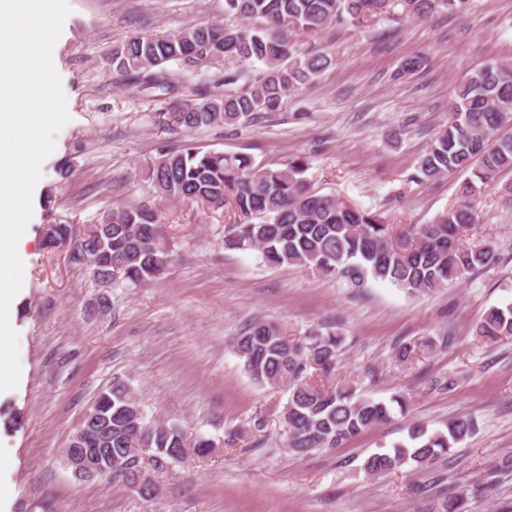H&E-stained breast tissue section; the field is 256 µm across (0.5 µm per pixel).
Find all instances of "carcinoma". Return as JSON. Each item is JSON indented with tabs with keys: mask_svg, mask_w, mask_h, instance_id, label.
Here are the masks:
<instances>
[{
	"mask_svg": "<svg viewBox=\"0 0 512 512\" xmlns=\"http://www.w3.org/2000/svg\"><path fill=\"white\" fill-rule=\"evenodd\" d=\"M469 0H224V14L237 19L265 20L262 27L200 24L167 36L134 34L112 50L109 64L122 81L142 88L172 92L163 66L171 61L193 69L223 72L214 87L197 91L196 99L162 113L168 129H196L222 124L233 127L259 114L280 111L288 99L334 64L324 48L304 57L293 55L291 36L320 33L333 24L358 23L370 12H382L396 3L412 17L436 12L460 14ZM263 65L258 77L232 88L246 69ZM226 87L221 92L219 88ZM512 121V66L491 62L464 74L455 88L451 114L420 156L418 170L427 179L471 171L484 185H496L498 175L512 169V136L501 134ZM306 160L297 157L286 167L272 169L244 154L201 151L188 146L161 155L149 168L156 190L171 199L187 200L209 209L231 206L239 221L224 240L236 250H257L272 267L293 264L325 277L344 280L351 288L367 281L390 282L411 294H429L494 263L488 245L467 246L463 233L478 222L467 199L442 212L429 224L399 232L379 214L348 206L333 195L311 190L303 177ZM112 240V260L119 261L128 279L147 284L169 262V250L156 233L159 211L146 205L123 208L105 215ZM61 239L77 240L82 259L70 263L84 267L106 264L104 247L95 233H78L71 224L56 225ZM486 343L512 340V303L490 308L474 329ZM342 343L332 327L320 325L302 338H293L281 325L255 320L237 339L236 351L245 372L255 382L271 387L288 385L290 395L281 418L288 427V447L303 454L339 448L364 432L389 422L394 410L407 411V399L394 394L376 400L356 394L343 384L325 383ZM435 343L401 344L403 361ZM321 371V379L309 374ZM104 398L112 410L137 407V398L117 382ZM474 431L473 422L458 417L443 430H431L420 421L407 425V439L391 449L371 454L364 463L369 475H380L414 462L433 465L452 456L456 444ZM185 430L168 429L163 462L181 455ZM151 438V429L130 412L112 418V453L129 460ZM463 495L435 493L434 512H467Z\"/></svg>",
	"mask_w": 512,
	"mask_h": 512,
	"instance_id": "1",
	"label": "carcinoma"
}]
</instances>
